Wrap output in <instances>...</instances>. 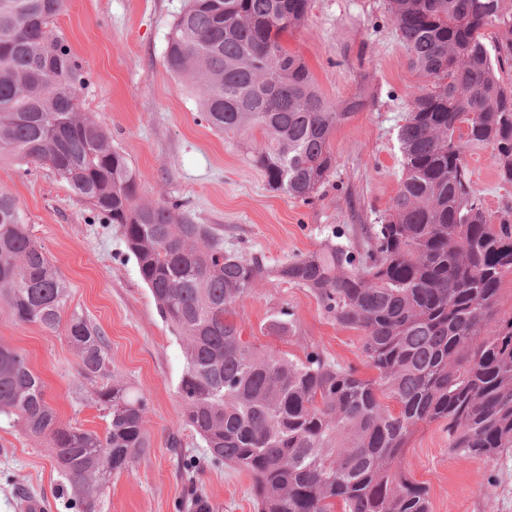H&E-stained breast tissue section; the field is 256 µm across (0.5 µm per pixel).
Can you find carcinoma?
<instances>
[{
    "label": "carcinoma",
    "instance_id": "1",
    "mask_svg": "<svg viewBox=\"0 0 512 512\" xmlns=\"http://www.w3.org/2000/svg\"><path fill=\"white\" fill-rule=\"evenodd\" d=\"M66 0H0V154L47 165L90 211L122 227L159 312L182 344L176 387L185 424L213 464L248 471L260 512H430L428 488L401 459L422 423H448L461 459L512 448V223H495L465 160L496 151L512 186V86L501 79L512 39V0H388L411 65L428 85L410 96L397 139L402 175L359 255L334 241L268 269L224 249L177 201L136 202L140 174L110 134L80 108L84 68L50 25ZM309 0H188L172 27L168 70L198 90V109L226 135L258 128L245 144L270 189L307 201L336 158L333 130L366 107L330 102L282 35ZM262 277L308 289L336 324L362 332L366 379L321 352L290 359L242 339L237 306ZM69 287L0 190V300L21 323L63 332L77 356L103 433L63 425L26 354L0 345V415L45 441L71 492V509L96 512L110 477L148 447V400L112 375L105 337L69 311ZM280 311L269 329L293 332ZM394 401L398 410L381 398Z\"/></svg>",
    "mask_w": 512,
    "mask_h": 512
}]
</instances>
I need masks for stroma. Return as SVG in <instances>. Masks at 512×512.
Returning <instances> with one entry per match:
<instances>
[{"mask_svg": "<svg viewBox=\"0 0 512 512\" xmlns=\"http://www.w3.org/2000/svg\"><path fill=\"white\" fill-rule=\"evenodd\" d=\"M186 0H67L53 24L89 74L81 108L112 135L141 175L138 203L180 201L194 223L211 225L228 249L267 267L317 251L333 232L366 249V231L396 196L401 178L397 131L409 94L425 83L409 62L387 0H311L303 25L284 45L310 70L328 100L362 95L366 108L336 127V167L312 201L275 192L243 155L236 137L212 129L197 92L166 67L169 34ZM473 185L495 220L512 213V186L500 187L491 148H469ZM0 189L13 195L33 236L70 289V308L109 341L113 374L148 400L149 446L131 470L113 475L98 512H192L197 487L212 512H258L250 476L211 465L183 421L176 386L183 371L180 340L161 318L141 280L119 225L104 223L46 166L24 167L0 156ZM289 310L295 333L269 330ZM245 340L301 359L318 350L374 377L361 353L360 331L328 318L305 288L261 279L237 308ZM0 344L22 350L44 382L63 423L104 432L64 336L15 320L0 301ZM180 448H171L172 439ZM403 468L430 492L431 512H512V449L495 460H461L442 423L418 425ZM68 492L43 440L0 416V512H68Z\"/></svg>", "mask_w": 512, "mask_h": 512, "instance_id": "1", "label": "stroma"}]
</instances>
